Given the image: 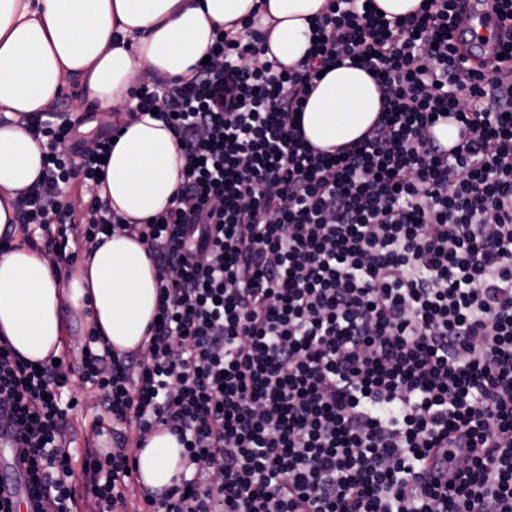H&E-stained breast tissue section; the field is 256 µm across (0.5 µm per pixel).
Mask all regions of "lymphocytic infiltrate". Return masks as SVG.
I'll return each instance as SVG.
<instances>
[{
  "label": "lymphocytic infiltrate",
  "mask_w": 512,
  "mask_h": 512,
  "mask_svg": "<svg viewBox=\"0 0 512 512\" xmlns=\"http://www.w3.org/2000/svg\"><path fill=\"white\" fill-rule=\"evenodd\" d=\"M462 0L381 15L328 0L295 67L268 59L258 16L217 32L178 85L143 83L184 160L168 207L124 224L95 189L117 127L89 114L30 122L38 182L0 231L39 229L57 260L107 229L138 236L156 270L143 349L89 334L78 374L112 416V446L66 460L72 382L0 338V432L27 457L37 512H512V73L472 67L451 33ZM370 73L381 111L328 154L301 114L319 72ZM453 122L446 147L439 124ZM167 429L187 472L134 483L133 451Z\"/></svg>",
  "instance_id": "lymphocytic-infiltrate-1"
}]
</instances>
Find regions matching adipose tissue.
I'll use <instances>...</instances> for the list:
<instances>
[{
	"label": "adipose tissue",
	"mask_w": 512,
	"mask_h": 512,
	"mask_svg": "<svg viewBox=\"0 0 512 512\" xmlns=\"http://www.w3.org/2000/svg\"><path fill=\"white\" fill-rule=\"evenodd\" d=\"M326 0H0V227L42 170L39 143L19 123L46 111L66 77H77L85 104L123 111L142 78L190 76L216 30L256 8L274 20L269 48L295 65L309 47L311 19ZM381 108L374 80L349 64L325 70L309 96L302 125L317 148L337 151L358 140ZM174 130L160 118L120 125L106 180L99 189L115 214L141 224L175 194L183 159ZM156 271L145 244L115 231L92 260L65 278L41 251L10 243L0 254V335L18 355L38 363L61 356L68 318L83 317L119 352L142 348L157 314ZM176 436L160 430L134 457L145 485L170 486L183 468Z\"/></svg>",
	"instance_id": "ef3b65f1"
}]
</instances>
